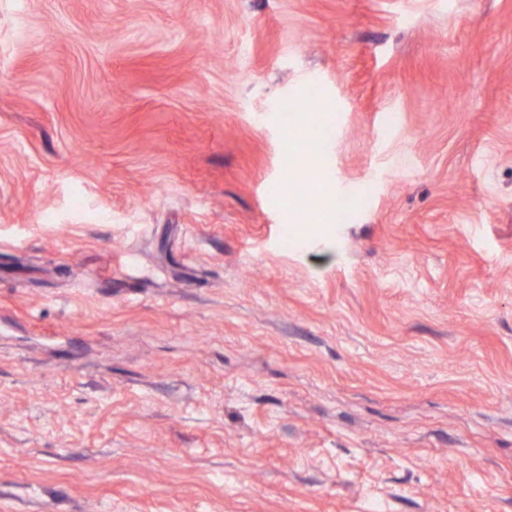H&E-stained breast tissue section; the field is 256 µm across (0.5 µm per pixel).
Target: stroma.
<instances>
[{
  "label": "stroma",
  "mask_w": 512,
  "mask_h": 512,
  "mask_svg": "<svg viewBox=\"0 0 512 512\" xmlns=\"http://www.w3.org/2000/svg\"><path fill=\"white\" fill-rule=\"evenodd\" d=\"M0 512H512V0H0Z\"/></svg>",
  "instance_id": "stroma-1"
}]
</instances>
